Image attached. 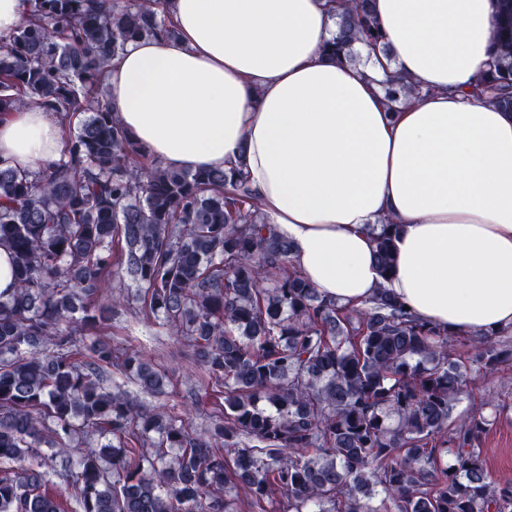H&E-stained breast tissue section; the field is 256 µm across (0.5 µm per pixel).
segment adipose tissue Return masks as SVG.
Wrapping results in <instances>:
<instances>
[{
    "label": "adipose tissue",
    "mask_w": 512,
    "mask_h": 512,
    "mask_svg": "<svg viewBox=\"0 0 512 512\" xmlns=\"http://www.w3.org/2000/svg\"><path fill=\"white\" fill-rule=\"evenodd\" d=\"M326 0H166L174 39L128 43L108 100L175 169L243 164L291 258L327 299L389 288L452 333L512 329V112L468 95L498 42L497 0H373L393 69L425 97L389 111L377 64L326 60ZM38 107L0 116V159L61 158ZM398 224L382 278L371 230Z\"/></svg>",
    "instance_id": "ef3b65f1"
}]
</instances>
